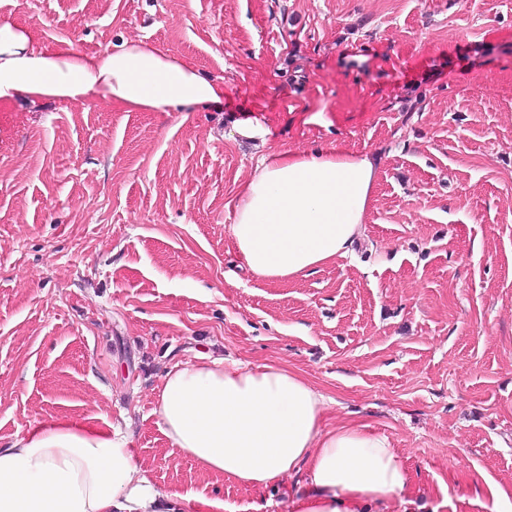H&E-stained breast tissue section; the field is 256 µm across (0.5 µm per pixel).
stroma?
Wrapping results in <instances>:
<instances>
[{"mask_svg": "<svg viewBox=\"0 0 512 512\" xmlns=\"http://www.w3.org/2000/svg\"><path fill=\"white\" fill-rule=\"evenodd\" d=\"M41 46L144 40L223 80L221 104H0V443L54 419L132 435L163 492L296 512L173 449L154 413L197 354L275 362L325 427L388 436L390 512H512V0H0ZM252 115L266 145L233 124ZM380 159L348 257L282 283L230 243L265 148ZM510 490L492 498L489 487Z\"/></svg>", "mask_w": 512, "mask_h": 512, "instance_id": "1", "label": "stroma"}]
</instances>
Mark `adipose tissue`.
<instances>
[{
  "mask_svg": "<svg viewBox=\"0 0 512 512\" xmlns=\"http://www.w3.org/2000/svg\"><path fill=\"white\" fill-rule=\"evenodd\" d=\"M222 81L142 40L84 54L38 46L30 25L0 19V103L65 100L126 112L218 103ZM378 183L374 155L345 150L262 155L244 184L231 240L252 274L283 282L347 257ZM324 396L270 362L197 355L170 367L156 400L171 446L252 489L305 473L297 512H384L410 484L392 441L365 426L325 428ZM160 492L118 426L56 419L0 448V512H183Z\"/></svg>",
  "mask_w": 512,
  "mask_h": 512,
  "instance_id": "adipose-tissue-1",
  "label": "adipose tissue"
}]
</instances>
